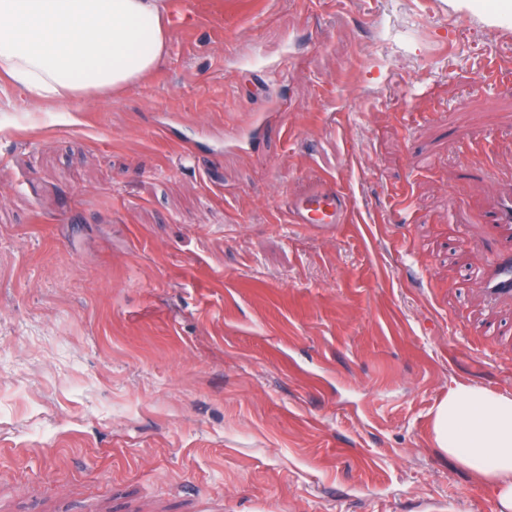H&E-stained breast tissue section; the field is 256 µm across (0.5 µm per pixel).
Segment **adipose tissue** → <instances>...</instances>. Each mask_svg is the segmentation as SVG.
I'll return each mask as SVG.
<instances>
[{"label":"adipose tissue","mask_w":512,"mask_h":512,"mask_svg":"<svg viewBox=\"0 0 512 512\" xmlns=\"http://www.w3.org/2000/svg\"><path fill=\"white\" fill-rule=\"evenodd\" d=\"M167 12V0H0V76L34 104L108 101L165 60ZM432 432L512 512V394L457 385L436 406Z\"/></svg>","instance_id":"1"}]
</instances>
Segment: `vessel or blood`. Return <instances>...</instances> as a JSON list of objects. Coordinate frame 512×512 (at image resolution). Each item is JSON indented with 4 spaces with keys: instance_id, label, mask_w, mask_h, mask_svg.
<instances>
[{
    "instance_id": "1",
    "label": "vessel or blood",
    "mask_w": 512,
    "mask_h": 512,
    "mask_svg": "<svg viewBox=\"0 0 512 512\" xmlns=\"http://www.w3.org/2000/svg\"><path fill=\"white\" fill-rule=\"evenodd\" d=\"M284 207L292 223L322 235L334 234L348 215L342 191L325 178L312 179L303 190L286 197ZM481 287L491 299H512V248L498 251L492 267L481 280Z\"/></svg>"
}]
</instances>
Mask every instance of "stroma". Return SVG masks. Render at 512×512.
<instances>
[{"instance_id":"35a3bbf8","label":"stroma","mask_w":512,"mask_h":512,"mask_svg":"<svg viewBox=\"0 0 512 512\" xmlns=\"http://www.w3.org/2000/svg\"><path fill=\"white\" fill-rule=\"evenodd\" d=\"M109 103L0 79V512H495L433 441L512 393L496 0H169ZM194 144L195 155L181 152ZM334 179L324 237L286 196ZM485 295L493 300L512 299V244L511 249H500L490 270L481 279Z\"/></svg>"}]
</instances>
